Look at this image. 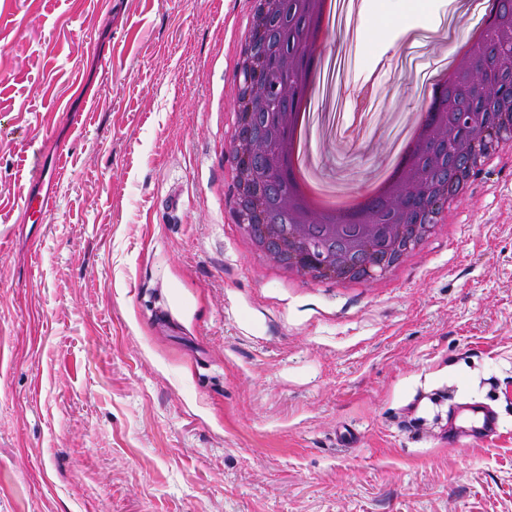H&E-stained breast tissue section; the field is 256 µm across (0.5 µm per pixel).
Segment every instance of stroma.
Returning <instances> with one entry per match:
<instances>
[{"label": "stroma", "instance_id": "obj_1", "mask_svg": "<svg viewBox=\"0 0 512 512\" xmlns=\"http://www.w3.org/2000/svg\"><path fill=\"white\" fill-rule=\"evenodd\" d=\"M249 17V0H0V512H512V164L393 271L289 273L232 219ZM339 25L312 147L352 185L452 28L442 0ZM32 190L54 200L37 222ZM463 402L497 434L449 444Z\"/></svg>", "mask_w": 512, "mask_h": 512}]
</instances>
